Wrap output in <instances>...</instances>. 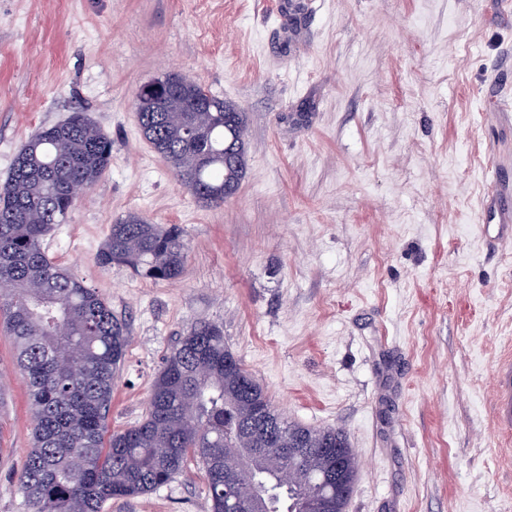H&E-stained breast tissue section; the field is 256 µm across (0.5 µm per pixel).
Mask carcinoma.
Masks as SVG:
<instances>
[{
    "mask_svg": "<svg viewBox=\"0 0 512 512\" xmlns=\"http://www.w3.org/2000/svg\"><path fill=\"white\" fill-rule=\"evenodd\" d=\"M161 99L136 94L144 139L177 180L208 206L224 203V185H239L246 168L245 113L179 73L165 75ZM112 144L88 115L70 114L39 129L18 150L0 183V332L15 346L33 420V446L19 479L27 512H102L113 500L144 495L182 473L190 460L205 472L211 512H224V491L249 498L254 480L292 471L288 490L266 501L265 512H343L328 493L313 500L314 478L340 467L355 481L357 458L333 428L290 423L271 410L273 427L302 436L306 454H288L279 433L253 440L240 430L255 401L271 400L223 329L200 322L165 357L143 419L107 434L112 386L129 343L126 323L84 281L59 267L43 248L50 228L78 200L73 184L91 189L111 165ZM186 243L177 225L162 227L130 212L111 225L97 255L103 267L122 264L150 280L184 272ZM258 453L242 472L246 449Z\"/></svg>",
    "mask_w": 512,
    "mask_h": 512,
    "instance_id": "cac0c4a2",
    "label": "carcinoma"
}]
</instances>
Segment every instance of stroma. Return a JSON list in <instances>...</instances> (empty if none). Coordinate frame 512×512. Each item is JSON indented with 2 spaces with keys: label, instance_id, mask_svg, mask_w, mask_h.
<instances>
[{
  "label": "stroma",
  "instance_id": "stroma-1",
  "mask_svg": "<svg viewBox=\"0 0 512 512\" xmlns=\"http://www.w3.org/2000/svg\"><path fill=\"white\" fill-rule=\"evenodd\" d=\"M178 72L247 116L236 194L205 207L143 139L138 88ZM512 0H0V182L19 147L83 109L104 177L44 241L126 321L109 432L144 416L196 322L289 421L343 431L346 512H512V431L493 372L512 355ZM497 170L498 185L488 174ZM177 224L175 281L104 268L111 224ZM27 390L0 336V512H26ZM106 512H210L198 465Z\"/></svg>",
  "mask_w": 512,
  "mask_h": 512
}]
</instances>
